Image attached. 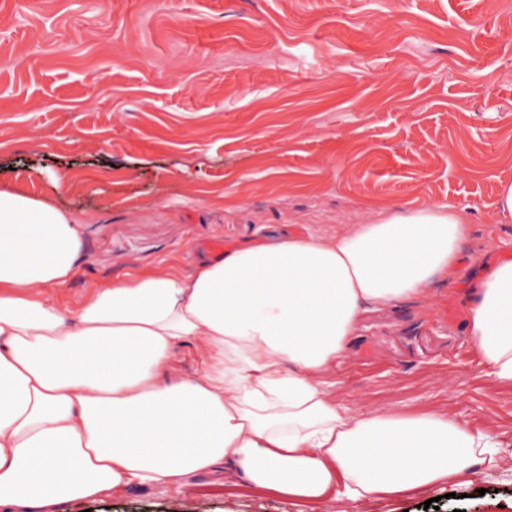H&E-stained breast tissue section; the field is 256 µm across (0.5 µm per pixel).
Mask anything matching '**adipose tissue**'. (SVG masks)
<instances>
[{"label": "adipose tissue", "mask_w": 512, "mask_h": 512, "mask_svg": "<svg viewBox=\"0 0 512 512\" xmlns=\"http://www.w3.org/2000/svg\"><path fill=\"white\" fill-rule=\"evenodd\" d=\"M84 221L55 196L0 186V512H56L192 478L303 500L430 486L496 460L457 416L353 413L331 378L365 310L454 277L467 209L426 203L196 263L104 280L59 306ZM465 334L512 383V259L476 285ZM203 367L178 368L181 347Z\"/></svg>", "instance_id": "1"}]
</instances>
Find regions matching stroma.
I'll return each mask as SVG.
<instances>
[{"mask_svg":"<svg viewBox=\"0 0 512 512\" xmlns=\"http://www.w3.org/2000/svg\"><path fill=\"white\" fill-rule=\"evenodd\" d=\"M512 24L490 0H0V184L85 218L71 293L212 239L311 232L424 201L469 208L454 281L365 312L336 364L351 412L451 408L500 463L389 497L303 502L194 478L60 512H512V385L464 334L469 290L512 255ZM499 249L485 253L487 237Z\"/></svg>","mask_w":512,"mask_h":512,"instance_id":"obj_1","label":"stroma"}]
</instances>
